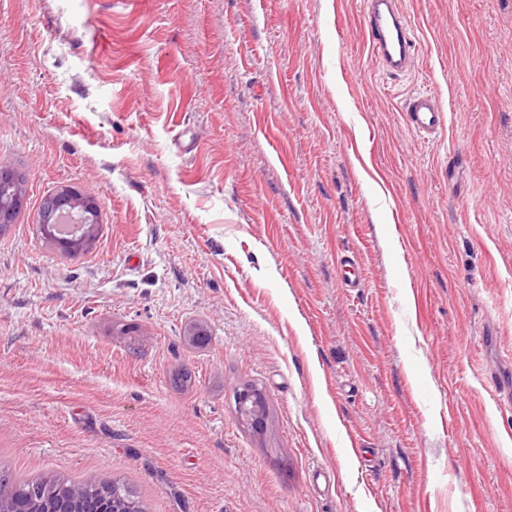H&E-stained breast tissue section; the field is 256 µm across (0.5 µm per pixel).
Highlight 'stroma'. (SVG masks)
<instances>
[{"label": "stroma", "instance_id": "1", "mask_svg": "<svg viewBox=\"0 0 512 512\" xmlns=\"http://www.w3.org/2000/svg\"><path fill=\"white\" fill-rule=\"evenodd\" d=\"M400 2L395 76L364 0H0V466L146 512H512V0ZM398 5L396 0L365 1L364 36L372 61L392 74H403L415 51L409 22ZM404 112L407 125L417 134H435L444 124L443 111L436 98L429 93H417L407 99ZM240 417L247 424L258 427L267 413V400L264 392L256 386H245L236 397Z\"/></svg>", "mask_w": 512, "mask_h": 512}]
</instances>
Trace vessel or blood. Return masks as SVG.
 <instances>
[{
    "mask_svg": "<svg viewBox=\"0 0 512 512\" xmlns=\"http://www.w3.org/2000/svg\"><path fill=\"white\" fill-rule=\"evenodd\" d=\"M364 36L376 66L393 74L408 69L414 56L415 41L397 0H366ZM404 112L409 128L421 135L437 133L444 124V115L436 98L428 93H418L407 99Z\"/></svg>",
    "mask_w": 512,
    "mask_h": 512,
    "instance_id": "1",
    "label": "vessel or blood"
}]
</instances>
